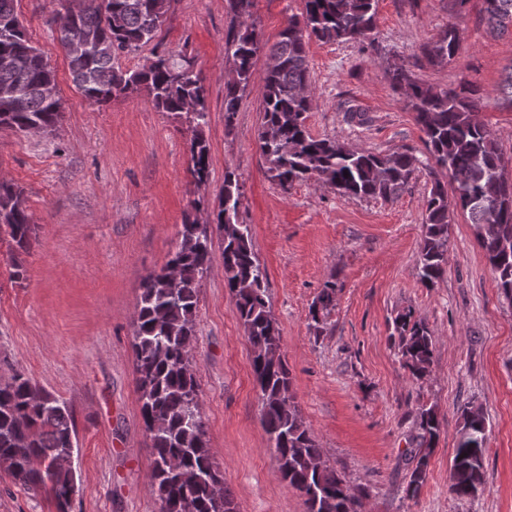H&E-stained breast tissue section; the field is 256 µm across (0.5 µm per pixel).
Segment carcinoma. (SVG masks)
<instances>
[{"label": "carcinoma", "instance_id": "obj_1", "mask_svg": "<svg viewBox=\"0 0 512 512\" xmlns=\"http://www.w3.org/2000/svg\"><path fill=\"white\" fill-rule=\"evenodd\" d=\"M170 0H88L71 19L59 18V44L76 87L90 102L104 104L119 96L146 92L162 112L185 120L192 131L190 174L207 181L210 149L204 136L209 123L207 90L190 61L158 55L136 70H125L120 57L151 43L165 21ZM376 0H304L301 16H290L276 42L262 41L251 18L253 0H229L234 25L224 50L236 78L224 84V123L233 125L242 93L253 79L257 56L266 52L267 66L258 130V147L270 180L282 188L312 179L328 184L344 198L384 201L409 184L418 159L406 152L382 155L349 147L334 138H315L307 128L313 96L306 45L311 39L329 42L374 41ZM17 0H0V106L21 95V111H0V127L23 131L30 126L56 128L62 112L59 96L45 95L56 87L55 72L27 37L16 11ZM482 18L491 32L512 34V0H483ZM93 45L86 57L68 51L72 29ZM460 44L459 29L450 23L422 48L432 65L450 61ZM391 85L405 97L425 134L429 159L448 172L450 184L436 178L425 200L418 276L433 285L443 272L448 251L450 212L459 209L475 226L480 246L501 294L512 299V178L498 143L479 119L477 90L457 92L420 82L411 69L395 63L385 70ZM241 186L236 174H224V191L212 212V229L186 220L171 258L142 282L134 314L133 349L141 415L154 455L149 484L160 512H235L222 475L215 469L207 431L199 410V386L185 359L196 338L199 288L212 263V233L222 241L224 286L252 352V373L259 388L262 424L272 443L282 479L304 497L306 512H361L336 469L323 461L314 433L303 421L291 393L288 365L281 351L279 327L267 296V273L254 251L249 225L239 222ZM15 243L12 277L24 276L20 255L31 247L34 225L23 191L0 181V230ZM336 283L328 282L317 296L311 315L334 300ZM399 353L416 379L433 362L434 336L411 312L394 319ZM460 438L450 475V491L471 498L486 484L483 457L487 423L481 411L461 410ZM420 446L431 448L439 438L434 407L418 413ZM75 425L64 402L30 379L15 374L0 383V459L12 461L11 475L31 490L49 489L57 512H68L75 485L72 469L60 463L73 447ZM416 465L408 482L411 498L426 479L428 454L413 455Z\"/></svg>", "mask_w": 512, "mask_h": 512}]
</instances>
